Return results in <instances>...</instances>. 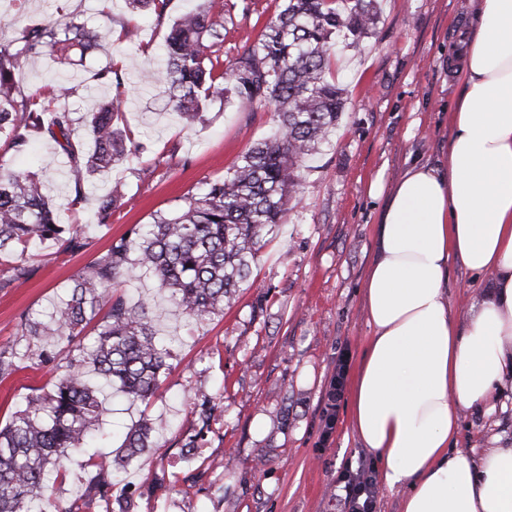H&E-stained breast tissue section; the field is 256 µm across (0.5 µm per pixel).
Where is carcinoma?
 <instances>
[{
  "label": "carcinoma",
  "mask_w": 512,
  "mask_h": 512,
  "mask_svg": "<svg viewBox=\"0 0 512 512\" xmlns=\"http://www.w3.org/2000/svg\"><path fill=\"white\" fill-rule=\"evenodd\" d=\"M135 12L162 16L167 0H128ZM376 0H282L280 11L266 23L256 41L229 64L220 60L224 23L213 20L203 4L174 21L162 50L158 79L168 91V104L192 127L214 101H236L255 112L270 107L278 118L276 134L250 146L203 192L133 227L111 241L69 287L48 320L28 317L24 335L35 343H70L96 322L88 346L68 354L66 371L49 389L28 397L0 427V512H32L46 498L48 467L63 466L79 455L99 430L103 415L100 390L89 380L108 379L131 403L155 396L168 370L170 352L156 338L145 309L128 306L114 288L140 273H149L169 293L172 304L192 318L224 310L249 282L252 264L266 236L282 223L297 192L304 159L324 140L344 111L345 98L328 78L336 55V34L358 46L376 28ZM106 34L67 21L33 20L16 47L0 48V135L8 148L22 153L25 132L51 139L74 173L73 201L83 199V182L137 158L135 144L119 125L122 101L101 102L78 119L66 104L76 86L59 83L47 92L26 94L15 82L21 59L47 55L63 70L75 57L101 45ZM82 121L91 142L86 149L71 140ZM123 190L115 185L99 200L97 219L107 224L121 207ZM60 243L64 253L86 247L78 229L59 223L41 180L0 162V256H23L33 240ZM0 288L29 279L33 269L22 263L3 269ZM106 314L96 320L101 310ZM18 352L0 347V378L18 370ZM193 433L183 444L191 452L203 447L214 406L203 390L192 396ZM156 427L143 419L126 432L117 455L88 461V492L106 504V512H130L118 490V474L155 447Z\"/></svg>",
  "instance_id": "1"
}]
</instances>
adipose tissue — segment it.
Masks as SVG:
<instances>
[{
	"label": "adipose tissue",
	"instance_id": "1",
	"mask_svg": "<svg viewBox=\"0 0 512 512\" xmlns=\"http://www.w3.org/2000/svg\"><path fill=\"white\" fill-rule=\"evenodd\" d=\"M450 111L448 153L396 180L363 282L372 333L349 423L405 489L402 512H512V446L458 447L466 410L507 411L512 388V0H474ZM481 290L466 318L446 293L452 262Z\"/></svg>",
	"mask_w": 512,
	"mask_h": 512
}]
</instances>
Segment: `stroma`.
<instances>
[{
    "label": "stroma",
    "instance_id": "obj_1",
    "mask_svg": "<svg viewBox=\"0 0 512 512\" xmlns=\"http://www.w3.org/2000/svg\"><path fill=\"white\" fill-rule=\"evenodd\" d=\"M281 0H213L210 13L224 22L225 59L240 51L276 15ZM380 19L359 48H337L331 74L345 91L335 129L307 157L296 202L276 227L253 267V285L241 289L222 312L195 320L174 311L166 291L146 275L122 283L129 305L146 304L158 336L170 348V368L149 403L124 401L100 383L106 412L99 451L116 452L128 427L156 423L157 446L121 479L135 498L133 512H340L336 474L356 464L364 448L340 410L328 445H321L320 398L346 351L350 364L363 354L371 329L363 311L362 283L376 252V226L384 198L369 192L382 176L393 185L407 162L436 160L448 147V113L459 84L450 51L470 16V0H378ZM184 0H169L163 19L133 13L126 0H0V45L17 37L27 18L62 17L108 32L105 48L76 66L77 91L68 100L77 114L99 100L123 98L124 127L145 149L129 165L96 177L81 203H73V172L57 145L33 137L26 154L0 158L37 175L60 223L81 227L86 248L70 255L45 241L24 261L35 273L16 288H0V346L25 351L19 369L0 378V424L28 395L50 388L66 366L64 352L40 359L23 334V316L52 311L75 275L112 239L156 213L180 205L207 180L220 177L252 144L278 127L271 112H251L237 102L212 103L203 123L186 128L167 107L155 81L160 47ZM114 66L123 84L100 85L95 73ZM122 184L121 207L111 223L96 220L98 200ZM211 395L214 415L199 460L181 453L194 422L193 389ZM512 441V414L486 420L466 412L457 445L487 448L490 434ZM206 465L195 487L184 476ZM167 483L154 494L145 485L154 472ZM198 473V472H197ZM53 500L67 506L87 494V472L77 462L53 472Z\"/></svg>",
    "mask_w": 512,
    "mask_h": 512
}]
</instances>
